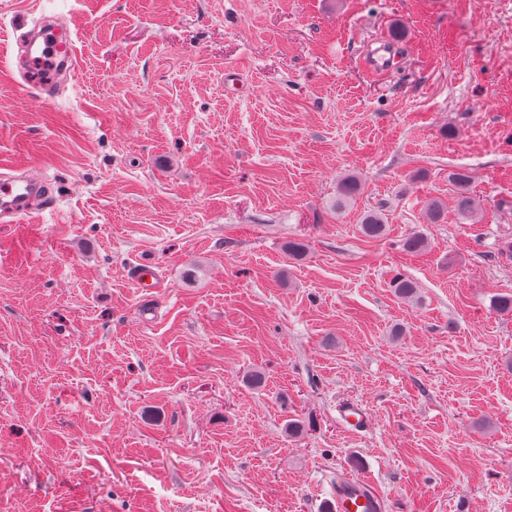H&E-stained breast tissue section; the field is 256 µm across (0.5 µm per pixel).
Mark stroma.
Wrapping results in <instances>:
<instances>
[{
	"label": "stroma",
	"instance_id": "35a3bbf8",
	"mask_svg": "<svg viewBox=\"0 0 512 512\" xmlns=\"http://www.w3.org/2000/svg\"><path fill=\"white\" fill-rule=\"evenodd\" d=\"M23 20L71 32L56 98ZM1 161L53 205L0 221V512H512V0H0ZM455 188V207L461 216L469 215L474 209V199L470 191V176L464 170L449 175ZM361 183L356 175L347 174L337 184L335 208H341L350 202L360 191ZM335 512H380L379 498L369 489L351 480L337 483L334 494Z\"/></svg>",
	"mask_w": 512,
	"mask_h": 512
}]
</instances>
